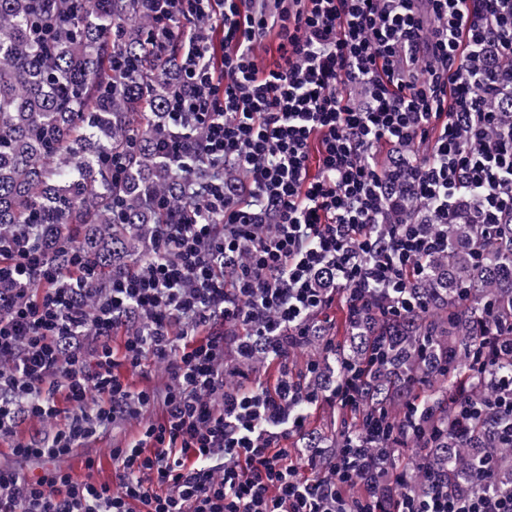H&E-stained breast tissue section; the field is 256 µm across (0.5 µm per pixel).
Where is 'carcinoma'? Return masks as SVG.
I'll return each mask as SVG.
<instances>
[{"label":"carcinoma","mask_w":512,"mask_h":512,"mask_svg":"<svg viewBox=\"0 0 512 512\" xmlns=\"http://www.w3.org/2000/svg\"><path fill=\"white\" fill-rule=\"evenodd\" d=\"M32 4L0 0V232L34 224L51 250L59 232L68 233L71 246L97 267L98 288L141 259L153 225L167 220L147 198L168 196L172 208L188 204L181 172L154 155L172 74L164 61L147 63L143 78L112 71L113 47L137 65L135 56L154 36L138 0H84L47 49L32 28ZM123 149L127 180L115 201L109 159ZM473 238L472 225H448L449 242ZM430 269L428 279L411 283L429 300L428 312L349 319V343L336 358L369 369L372 382L356 388L362 411L337 417L336 450L366 438L365 421L380 411L396 419L415 394L429 398L438 418L457 404H475L483 416L474 425L422 440L408 457H386L388 473H407L405 489L414 495L440 486L469 494L479 488V457L493 451L500 466L489 484L512 490V444L503 442L491 388L477 384L475 374L489 356L492 319L512 321V231L488 248L483 264L451 248L433 257Z\"/></svg>","instance_id":"1"}]
</instances>
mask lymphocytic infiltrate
<instances>
[{
	"label": "lymphocytic infiltrate",
	"mask_w": 512,
	"mask_h": 512,
	"mask_svg": "<svg viewBox=\"0 0 512 512\" xmlns=\"http://www.w3.org/2000/svg\"><path fill=\"white\" fill-rule=\"evenodd\" d=\"M142 2L159 24L148 52L172 56L180 85L156 150L207 165L194 190L207 219L159 225L157 246L97 290L69 241L67 276L32 228L0 235V441L43 465L0 467V512H370L349 493L367 448L345 449L325 479L317 452L281 447L320 399L286 371L288 349L332 346L315 318L336 292L387 316L426 312L409 283L447 251L449 225L491 236L512 223V0ZM269 30L279 60L263 69L254 44ZM490 333L479 373L512 418V325ZM257 355L281 365L276 383L251 372ZM150 364L168 370L163 389L118 372ZM470 413L430 426L406 403L388 445ZM46 419L50 434L18 438ZM128 420L138 434L113 447L111 482L62 468ZM392 512H512V497L406 493Z\"/></svg>",
	"instance_id": "f902f5d3"
}]
</instances>
